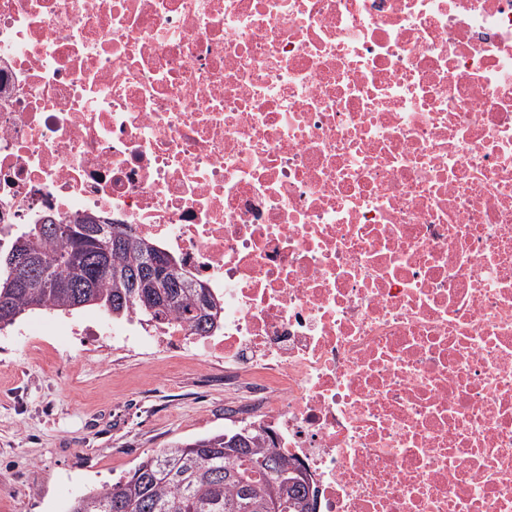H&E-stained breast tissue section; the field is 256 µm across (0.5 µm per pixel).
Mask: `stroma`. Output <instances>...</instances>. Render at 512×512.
Segmentation results:
<instances>
[{
	"label": "stroma",
	"instance_id": "1",
	"mask_svg": "<svg viewBox=\"0 0 512 512\" xmlns=\"http://www.w3.org/2000/svg\"><path fill=\"white\" fill-rule=\"evenodd\" d=\"M113 321L88 307L33 312L0 330V512H67L152 451L224 429V384L156 350L80 345L63 325Z\"/></svg>",
	"mask_w": 512,
	"mask_h": 512
}]
</instances>
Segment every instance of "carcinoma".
I'll return each instance as SVG.
<instances>
[{
    "mask_svg": "<svg viewBox=\"0 0 512 512\" xmlns=\"http://www.w3.org/2000/svg\"><path fill=\"white\" fill-rule=\"evenodd\" d=\"M88 218L67 221L73 231L65 240L27 224L12 247L0 251V322L9 326L33 311L72 313L96 306L114 320L136 315L139 320L168 325L176 322L195 334L207 335L219 322L201 323V297L214 303L209 289L199 290L182 272L165 277L149 292L165 299L164 308L148 312L133 287V270L145 260L160 263L170 256L145 239L128 233L114 244L113 225L87 227ZM25 247L49 269L36 272L19 286L12 282L10 263ZM93 278V287L77 284ZM242 443L232 449L228 441ZM68 512H318L317 498L303 482V470L276 448L263 429L231 430L193 441H175L144 457L129 476L83 493Z\"/></svg>",
    "mask_w": 512,
    "mask_h": 512,
    "instance_id": "1",
    "label": "carcinoma"
}]
</instances>
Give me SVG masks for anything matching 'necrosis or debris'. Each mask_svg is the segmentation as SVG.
<instances>
[{"instance_id":"4bbe7bcc","label":"necrosis or debris","mask_w":512,"mask_h":512,"mask_svg":"<svg viewBox=\"0 0 512 512\" xmlns=\"http://www.w3.org/2000/svg\"><path fill=\"white\" fill-rule=\"evenodd\" d=\"M83 215L319 512H512V0H0V248Z\"/></svg>"}]
</instances>
